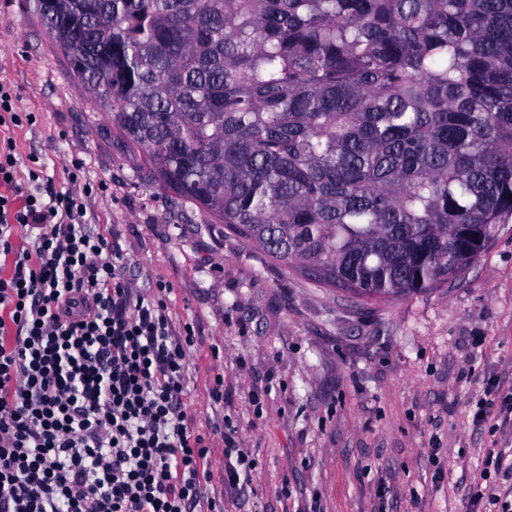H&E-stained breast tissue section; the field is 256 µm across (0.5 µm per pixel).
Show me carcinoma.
<instances>
[{
    "label": "carcinoma",
    "instance_id": "obj_1",
    "mask_svg": "<svg viewBox=\"0 0 512 512\" xmlns=\"http://www.w3.org/2000/svg\"><path fill=\"white\" fill-rule=\"evenodd\" d=\"M64 3L155 191L322 287L425 293L512 223V0Z\"/></svg>",
    "mask_w": 512,
    "mask_h": 512
}]
</instances>
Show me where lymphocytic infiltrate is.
<instances>
[{
    "instance_id": "1",
    "label": "lymphocytic infiltrate",
    "mask_w": 512,
    "mask_h": 512,
    "mask_svg": "<svg viewBox=\"0 0 512 512\" xmlns=\"http://www.w3.org/2000/svg\"><path fill=\"white\" fill-rule=\"evenodd\" d=\"M85 215L0 138V512H223L182 408L195 329Z\"/></svg>"
}]
</instances>
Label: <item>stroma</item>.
I'll list each match as a JSON object with an SVG mask.
<instances>
[{
    "mask_svg": "<svg viewBox=\"0 0 512 512\" xmlns=\"http://www.w3.org/2000/svg\"><path fill=\"white\" fill-rule=\"evenodd\" d=\"M0 83L37 117L10 132L18 158L39 157L56 190L83 192L87 221L122 250V276L147 296L166 283L175 326L195 328L184 403L210 446L204 497L224 512H470L487 450L512 440L471 412L487 385L512 391V224L459 279L366 304L154 193L32 0H0ZM224 419L255 461L235 489L214 430Z\"/></svg>",
    "mask_w": 512,
    "mask_h": 512,
    "instance_id": "stroma-1",
    "label": "stroma"
}]
</instances>
